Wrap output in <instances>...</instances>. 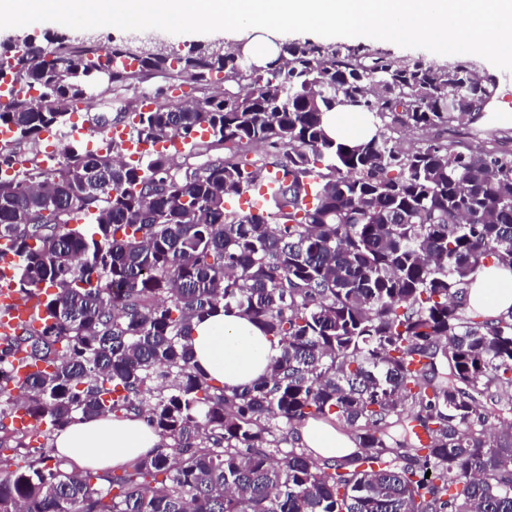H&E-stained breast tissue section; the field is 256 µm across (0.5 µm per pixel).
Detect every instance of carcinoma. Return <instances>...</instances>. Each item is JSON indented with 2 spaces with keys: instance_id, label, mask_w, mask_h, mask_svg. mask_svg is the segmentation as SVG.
<instances>
[{
  "instance_id": "obj_1",
  "label": "carcinoma",
  "mask_w": 512,
  "mask_h": 512,
  "mask_svg": "<svg viewBox=\"0 0 512 512\" xmlns=\"http://www.w3.org/2000/svg\"><path fill=\"white\" fill-rule=\"evenodd\" d=\"M125 57L29 40L0 67L38 91L0 105V242L39 321L0 335V512H512V311L469 302L481 267L512 271V152L448 148L491 82L310 41L260 70L202 44L135 72ZM92 69L102 100L175 71L198 99L154 89L128 115L149 149L68 139L48 171L40 135L88 100ZM340 105L376 134L331 139ZM401 129L426 136L405 147ZM175 142L181 165L156 150ZM258 145L271 159H247ZM269 180L259 214L225 206ZM221 307L282 346L241 391L193 363L191 323ZM19 410L31 425L6 424ZM130 413L162 445L120 472L55 456L76 417ZM309 420L356 451L301 444Z\"/></svg>"
}]
</instances>
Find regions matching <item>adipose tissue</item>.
I'll use <instances>...</instances> for the list:
<instances>
[{"mask_svg":"<svg viewBox=\"0 0 512 512\" xmlns=\"http://www.w3.org/2000/svg\"><path fill=\"white\" fill-rule=\"evenodd\" d=\"M324 128L330 138L344 143L369 139L375 132L368 113L346 106L326 113ZM469 301L494 317L511 312L512 273L495 266L481 269L471 286ZM191 344L199 369L230 389L243 388L264 376L281 353L277 341L236 311H219L194 322ZM300 434L304 444L326 457L353 446L344 431L324 421L306 422ZM160 444L147 420L134 415L76 421L55 438L58 455L78 468L101 471L124 465Z\"/></svg>","mask_w":512,"mask_h":512,"instance_id":"adipose-tissue-1","label":"adipose tissue"}]
</instances>
